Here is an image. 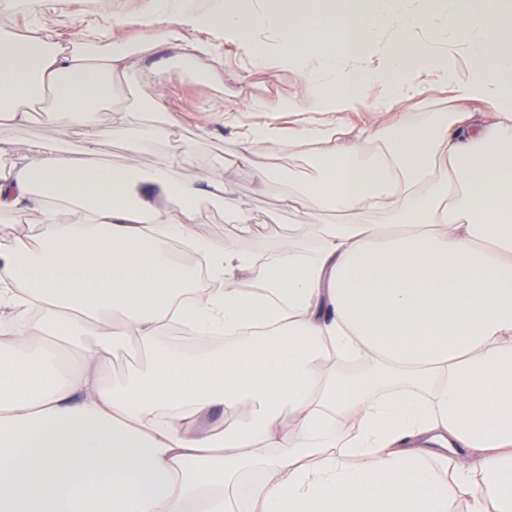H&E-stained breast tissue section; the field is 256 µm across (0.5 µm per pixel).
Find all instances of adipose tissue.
I'll use <instances>...</instances> for the list:
<instances>
[{
	"label": "adipose tissue",
	"mask_w": 512,
	"mask_h": 512,
	"mask_svg": "<svg viewBox=\"0 0 512 512\" xmlns=\"http://www.w3.org/2000/svg\"><path fill=\"white\" fill-rule=\"evenodd\" d=\"M423 2L150 0L141 14L153 47L181 48L195 74L215 45L191 30L298 73L301 94L260 108L302 122L250 126L237 158L257 141L323 144L315 181L288 192L289 233L319 247L266 261L192 236L201 200L242 205L231 182L189 177L160 150L171 125L148 115L167 111L164 95L112 114L134 152L155 149L150 174L94 162L113 81L158 89L167 69L135 67L119 40L97 58L39 26L0 29V125L45 109L89 128L83 159L29 141L0 167V222L43 215L34 246L0 252V512H233L250 470L262 477L247 512H512V0ZM270 30L272 47L254 42ZM451 41L468 57L462 81L440 52ZM420 64L488 111L393 112L386 151L370 154L374 131L351 115L418 93ZM326 211L345 223H319ZM176 241L200 266L172 258ZM176 321L232 341L195 357L156 348ZM119 345L151 359L112 381L99 363ZM359 361L376 367L338 376ZM218 409L223 426L204 427Z\"/></svg>",
	"instance_id": "adipose-tissue-1"
}]
</instances>
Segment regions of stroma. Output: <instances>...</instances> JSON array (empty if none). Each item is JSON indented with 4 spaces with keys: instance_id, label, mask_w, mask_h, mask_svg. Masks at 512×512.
<instances>
[{
    "instance_id": "obj_1",
    "label": "stroma",
    "mask_w": 512,
    "mask_h": 512,
    "mask_svg": "<svg viewBox=\"0 0 512 512\" xmlns=\"http://www.w3.org/2000/svg\"><path fill=\"white\" fill-rule=\"evenodd\" d=\"M148 0H110L109 11H101L97 0H46L37 11H28L24 5L14 10H0V27L23 34L33 24L46 27L58 45L83 42L93 56L111 50L115 39L129 40L133 45L147 44L148 30L134 25V18L142 14ZM131 18L132 24L124 30L113 31V15ZM151 61L170 65L168 105L175 121L174 132L167 143L169 150L184 154L191 175L231 181L243 200L251 234L239 235L235 215L224 212L212 201H202L200 217L193 224L195 236L203 239H223L233 242L244 252L255 255L282 253L284 249L299 252L313 251L317 243L312 236L289 238L291 218L283 205V196L289 186H302L316 176L314 148L292 146L282 151L257 144L251 149L249 164H238L235 154L240 136L246 127L276 120L285 129L296 126L300 115L253 110L256 100L273 101L301 93L297 75L290 70L267 63L254 65L243 47L232 42H220L219 56L210 69L207 80H194L181 72V58L170 48L151 52ZM421 92L418 96L398 104L401 112L411 113L421 120L430 119L437 112H482L485 104L459 102L453 92L431 68L418 73ZM235 116V123L224 121L225 114ZM88 130L83 126L61 127L48 114H41L24 127L0 126V165L10 164L20 144L41 140L58 144L71 152L79 151ZM223 156V165H215L216 156ZM266 172V181H259V172Z\"/></svg>"
}]
</instances>
